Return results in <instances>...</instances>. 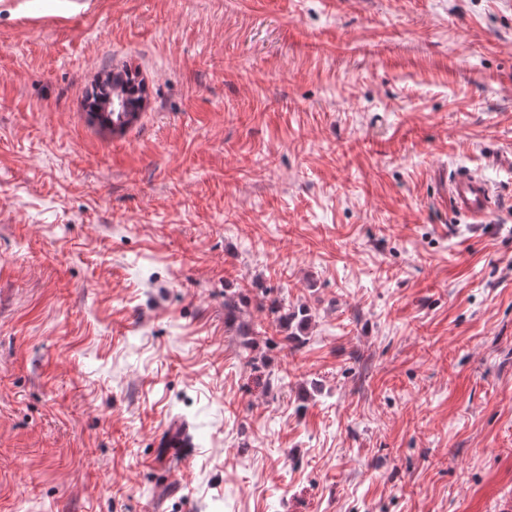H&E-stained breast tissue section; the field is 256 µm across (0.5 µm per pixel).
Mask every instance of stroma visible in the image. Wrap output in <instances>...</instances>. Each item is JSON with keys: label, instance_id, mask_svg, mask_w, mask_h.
Here are the masks:
<instances>
[{"label": "stroma", "instance_id": "1", "mask_svg": "<svg viewBox=\"0 0 512 512\" xmlns=\"http://www.w3.org/2000/svg\"><path fill=\"white\" fill-rule=\"evenodd\" d=\"M78 2L0 21V512H512V0ZM448 198L455 210L476 221L483 220L493 208L491 185L467 170L455 174L449 185L445 182L440 201L448 205ZM283 308L278 304L276 299L271 300L269 310L272 314L277 315L275 321L278 329L276 330L279 338H271L273 343L282 350L294 351L299 349L306 343V339L303 337L304 330L308 328L311 321V315L304 308L288 314L287 311L280 313ZM297 320V321H296ZM294 321L295 330H291ZM288 331V333H287ZM159 445L168 448L164 458L159 464L166 463L171 456H176L180 460H185L187 455L184 453V448L188 447L187 439L184 433L178 432L176 429H171L166 434H163L158 442Z\"/></svg>", "mask_w": 512, "mask_h": 512}]
</instances>
